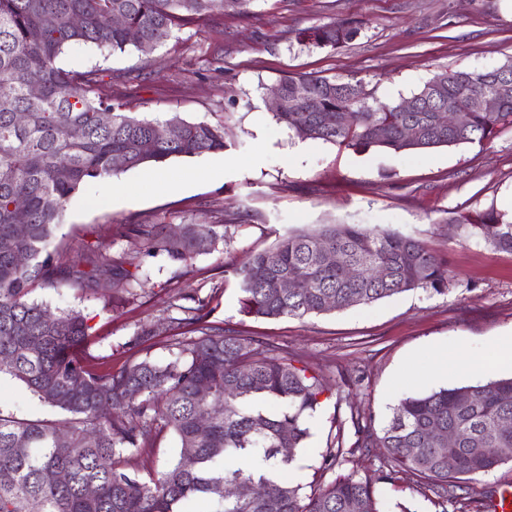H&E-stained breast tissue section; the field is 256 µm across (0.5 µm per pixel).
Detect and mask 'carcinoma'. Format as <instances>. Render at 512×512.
I'll list each match as a JSON object with an SVG mask.
<instances>
[{"mask_svg": "<svg viewBox=\"0 0 512 512\" xmlns=\"http://www.w3.org/2000/svg\"><path fill=\"white\" fill-rule=\"evenodd\" d=\"M250 0H0V374L19 380L41 402L68 414L67 444L54 421L19 419L0 412V512H380L375 485L351 472L302 493L290 469L309 437L308 417L326 388L287 349L256 336L211 325L204 301L178 306L176 324L193 335L174 337L177 352L166 363L130 358L118 370H101L77 351L90 337L84 314L58 313L29 299L32 288L79 284L117 307L137 279L136 257L112 256L98 243L73 253L54 243L63 212L79 189L171 157H194L226 148L224 129L188 121L175 113L159 121L126 112L105 92V70H66L59 65L73 43L112 51L138 50L167 41L175 29L214 12L244 13ZM119 14L113 27L105 16ZM359 34L349 23L304 29L305 47H341ZM500 67L481 72H437L441 105L465 101L493 88ZM360 80L314 75L285 76L278 85L287 100L276 121L299 137L399 152L483 144L512 127V97L500 112H475L468 128H442L435 112H398V103L356 100L348 91ZM38 93L33 94L30 89ZM355 113L347 124L341 111ZM102 112L111 121H99ZM408 124L421 138H402ZM388 135L379 138L374 127ZM175 127L176 140L157 137ZM80 128L73 137L70 130ZM450 221L470 237L512 253V216L489 208L458 213ZM228 224H183L168 232L160 224H134L129 233L144 255L188 265L226 241ZM339 252L361 268L357 279L344 266L325 261ZM384 275H377V270ZM302 283L297 292L278 288L284 278ZM224 279L238 290L240 313L255 319L324 314L415 290L442 293L450 276L446 261L423 241L392 230L366 231L353 224H323L279 236L268 249L240 265L224 266ZM207 415L201 428L198 419ZM512 377L440 388L398 400L379 429L353 420L356 441L326 456L328 468L355 454L384 449L385 481L404 471L424 481L441 512H457L464 494L501 465L512 463ZM458 442L442 444L435 430ZM172 431L179 445L165 470L145 481L130 470L134 456ZM288 448L283 454L280 449ZM252 451L265 468L239 464ZM455 460L448 470V457ZM67 479L60 480L61 474ZM276 486L268 497L259 489Z\"/></svg>", "mask_w": 512, "mask_h": 512, "instance_id": "cac0c4a2", "label": "carcinoma"}]
</instances>
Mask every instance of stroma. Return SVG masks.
<instances>
[{
	"mask_svg": "<svg viewBox=\"0 0 512 512\" xmlns=\"http://www.w3.org/2000/svg\"><path fill=\"white\" fill-rule=\"evenodd\" d=\"M331 21L358 26L352 42L308 48L298 33ZM512 58V11L503 0H252L246 13H213L174 31L163 45L111 53L83 43L60 57L68 70L107 69L125 111L224 128L225 151L173 157L164 167L177 189L161 191L144 169L92 180L72 199L56 231L74 248L103 242L113 255L136 253L124 232L131 224L230 225V241L180 267L143 258L139 281L115 309L82 288H36L32 299L88 318L89 352L100 367L120 369L129 356L158 363L172 356L169 324L183 295L203 298L209 323L288 349L327 385L309 418L310 436L292 474L302 483L329 482L356 472L373 480L383 512H439L421 480L398 473L382 480L381 449L354 464L325 469L329 448L351 446L352 420L383 426L406 390L405 365L425 370L442 351L465 349L488 376L512 375V254L466 238L454 213L495 208L512 213V129L481 145L415 154L299 138L276 123L268 90L286 75L355 77L379 101L410 96L433 74L483 70ZM129 194L116 195V186ZM321 224L391 229L423 240L448 260L444 293L421 289L370 306L277 320L243 317L224 265L270 247L288 231ZM155 337L129 342L141 325ZM0 412L63 421L20 382L0 376Z\"/></svg>",
	"mask_w": 512,
	"mask_h": 512,
	"instance_id": "stroma-1",
	"label": "stroma"
}]
</instances>
